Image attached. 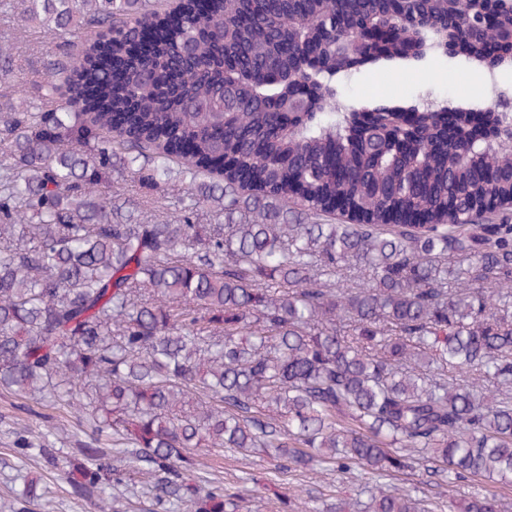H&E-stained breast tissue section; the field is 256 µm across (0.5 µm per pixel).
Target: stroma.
<instances>
[{"label": "stroma", "instance_id": "obj_1", "mask_svg": "<svg viewBox=\"0 0 512 512\" xmlns=\"http://www.w3.org/2000/svg\"><path fill=\"white\" fill-rule=\"evenodd\" d=\"M16 0H0V34H9L19 47L23 69L17 77L26 90H34L43 81L42 59L55 51L60 40L78 45L83 32L75 31L59 38L38 26L19 25L15 18ZM512 86V72L497 73L488 79L475 72L460 58H440L433 68L378 72L360 69L338 85L342 103L351 104L372 96L416 99L421 90L438 98H465L477 103L487 101L495 86ZM28 428L33 435L49 434L58 454L75 452L79 433L76 415L58 409L50 401L17 396L0 390V512H40L38 506L16 500L23 482L36 479L46 488L55 512H97L88 501L71 496L65 484L40 457H21L13 453L14 432ZM118 466L124 479L114 494V512H153L148 493L149 477L134 458L119 453ZM424 460L414 461L411 469L391 476L379 475L355 466L349 472H337L334 463L314 462L305 470H283L264 449L247 454L233 450L214 451L195 472L197 484L207 486L222 482L243 499L242 512H269L277 497L289 500L288 512H315L325 504H343L357 508L379 493L407 492L421 500L428 512H450L449 500H462L481 493L497 500L498 512H512V485L504 486L481 477L466 475L454 485L440 478L426 476Z\"/></svg>", "mask_w": 512, "mask_h": 512}]
</instances>
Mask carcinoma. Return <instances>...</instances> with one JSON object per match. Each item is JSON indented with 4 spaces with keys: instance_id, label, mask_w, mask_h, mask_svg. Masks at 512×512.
<instances>
[{
    "instance_id": "carcinoma-1",
    "label": "carcinoma",
    "mask_w": 512,
    "mask_h": 512,
    "mask_svg": "<svg viewBox=\"0 0 512 512\" xmlns=\"http://www.w3.org/2000/svg\"><path fill=\"white\" fill-rule=\"evenodd\" d=\"M21 4L87 40L43 62L38 98L57 108L0 93V387L86 426L74 456L26 431L16 454L103 512L122 481L109 440L146 463L157 512H239L193 482L199 448L378 474L422 450L450 477L512 484V397L479 385L512 386V94L338 112L335 89L434 52L511 71L512 0L493 27L488 0ZM174 171L173 221L115 181L159 193ZM344 267L369 283L335 287ZM365 512L425 509L395 493Z\"/></svg>"
}]
</instances>
